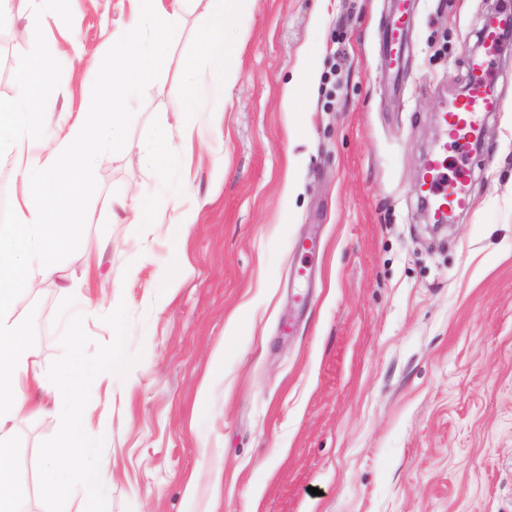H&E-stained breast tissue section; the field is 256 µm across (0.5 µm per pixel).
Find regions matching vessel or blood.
<instances>
[{
	"label": "vessel or blood",
	"instance_id": "obj_1",
	"mask_svg": "<svg viewBox=\"0 0 512 512\" xmlns=\"http://www.w3.org/2000/svg\"><path fill=\"white\" fill-rule=\"evenodd\" d=\"M407 18V10H400L386 30L388 61L394 66L400 60ZM511 23L512 7H509L500 11L496 25L483 30L482 40L488 50L496 49L504 26ZM500 108L501 103L494 93L490 61H474L466 93L442 115L446 137L437 144L436 152L428 160L423 174L421 192L435 215L470 210L471 197L467 188L470 173L463 161V154L479 133L480 115L499 111Z\"/></svg>",
	"mask_w": 512,
	"mask_h": 512
}]
</instances>
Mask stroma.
Returning <instances> with one entry per match:
<instances>
[{"label":"stroma","instance_id":"obj_1","mask_svg":"<svg viewBox=\"0 0 512 512\" xmlns=\"http://www.w3.org/2000/svg\"><path fill=\"white\" fill-rule=\"evenodd\" d=\"M393 6L254 0L224 22L237 71L198 70L188 118L171 90L209 25L196 0L127 103L131 150L84 191L82 232L106 250L66 251L19 291L43 372L76 348L120 357L87 391L85 434L110 440L108 512H512V55L494 59L502 108L470 156L472 210L435 233L420 201L440 115L502 0H415L396 67ZM56 14L36 44L32 0L0 21L1 100L25 63L55 64L31 151L94 111L131 2L58 0ZM305 70L314 97L286 100ZM186 120L184 164L156 176L141 144ZM116 196L167 199L166 223L113 218ZM87 269L111 317L63 295ZM33 398L49 411L14 431L18 510L76 512L43 487L63 417Z\"/></svg>","mask_w":512,"mask_h":512}]
</instances>
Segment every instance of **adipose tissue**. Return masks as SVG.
I'll use <instances>...</instances> for the list:
<instances>
[{"label": "adipose tissue", "mask_w": 512, "mask_h": 512, "mask_svg": "<svg viewBox=\"0 0 512 512\" xmlns=\"http://www.w3.org/2000/svg\"><path fill=\"white\" fill-rule=\"evenodd\" d=\"M132 2L131 21L114 27L110 37L117 59L111 92L95 111L77 113L46 154L21 155L19 132L39 121L37 99L53 62L39 61L17 99L0 103V156L15 155L23 187L10 223L0 225V512H17L23 495L11 457L16 423L41 411L30 401L33 391L49 393L65 420L43 472L46 491L77 496L80 512H104L100 462L107 456V441L88 444L83 429L85 390L102 367L76 352L53 376H45L30 341L31 324L17 314L15 298L19 290L33 287L36 277L55 273L59 253L85 246L79 232L81 188L95 178L100 159L126 145L127 101L119 92L151 78L165 53V36L180 24L189 0ZM74 474L80 477L75 487L70 484Z\"/></svg>", "instance_id": "1"}]
</instances>
